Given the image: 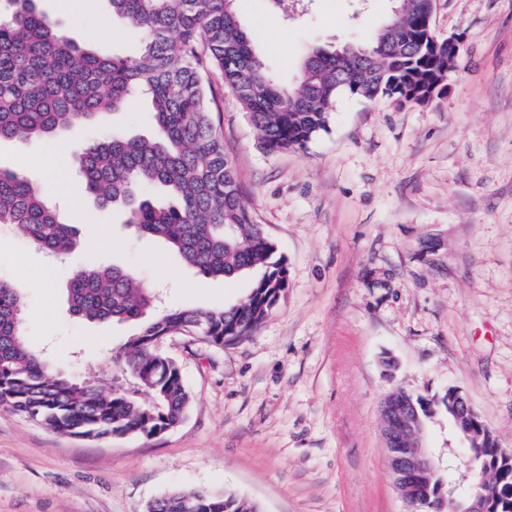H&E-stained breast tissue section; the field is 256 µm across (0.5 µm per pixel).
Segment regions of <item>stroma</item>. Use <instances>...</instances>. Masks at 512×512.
I'll return each instance as SVG.
<instances>
[{
    "label": "stroma",
    "instance_id": "obj_1",
    "mask_svg": "<svg viewBox=\"0 0 512 512\" xmlns=\"http://www.w3.org/2000/svg\"><path fill=\"white\" fill-rule=\"evenodd\" d=\"M61 29L98 52L137 55L138 31L108 0L65 12ZM391 0H300L275 21L269 0H238L239 18L269 68L294 78L305 54L369 42ZM432 26L462 53L446 92L425 104L341 96L327 131L303 151L267 153L234 93L214 82L215 116L255 223L286 259L288 286L248 336L221 346L175 332L174 358L192 402L150 438L86 440L0 408V512H146L181 489L232 492L260 512H406L388 471L379 406L396 387L425 398L462 389L512 450V0H434ZM154 133L141 97L65 136L68 153L102 127ZM50 143L0 141V168L42 184L81 247L52 258L0 224V276L25 297V329L56 368L103 389L138 384L115 360L132 323L92 324L66 302L70 273L120 265L159 288L166 309L220 308L250 279H208L119 210L102 209L73 162L47 166ZM449 480L469 481L445 413L427 425Z\"/></svg>",
    "mask_w": 512,
    "mask_h": 512
}]
</instances>
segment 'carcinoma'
Here are the masks:
<instances>
[{
    "label": "carcinoma",
    "instance_id": "1",
    "mask_svg": "<svg viewBox=\"0 0 512 512\" xmlns=\"http://www.w3.org/2000/svg\"><path fill=\"white\" fill-rule=\"evenodd\" d=\"M236 0H109L112 14L139 31L135 57L85 48L78 34L59 29L38 0H0V139L49 140L62 131L101 121L138 95L149 98L157 135L110 131L76 157L89 194L105 209L123 210L125 224L162 241L204 278L252 276L250 292L221 309H157V297L120 267L75 269L67 285L69 312L95 323L137 322L115 359L149 395L139 400L114 388L50 367L23 328L24 298L0 279V407L62 434L87 439L152 436L179 424L190 393L177 362L155 339L174 331L217 345L247 335L287 287V269L275 244L253 220L235 169L215 125L211 85L239 89L238 100L263 148L303 150L327 130L342 94L399 104L428 102L436 76H448V54L426 56L424 17L429 0H396L391 16L365 47L311 50L292 83L268 69L241 24ZM0 224H13L50 256L79 245L76 228L41 186L0 169ZM421 421L437 401L413 399ZM191 512H258L236 496L185 493Z\"/></svg>",
    "mask_w": 512,
    "mask_h": 512
}]
</instances>
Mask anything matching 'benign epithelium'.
Segmentation results:
<instances>
[{
  "label": "benign epithelium",
  "mask_w": 512,
  "mask_h": 512,
  "mask_svg": "<svg viewBox=\"0 0 512 512\" xmlns=\"http://www.w3.org/2000/svg\"><path fill=\"white\" fill-rule=\"evenodd\" d=\"M461 39L458 36L431 39L429 48L438 53L448 50V60L459 56ZM455 417L452 426L455 437L464 449L463 455L472 469L494 468L500 470L512 459V453L495 443L492 454L485 449L473 448L475 411L466 394L453 390L449 401ZM382 437L393 485L407 506V512H443L445 503H456L458 488L448 485L447 495L438 494L433 486L439 474L436 462L425 439L417 408L406 391L394 389L381 402ZM453 512H512V489L497 483L483 484L481 489L466 499L462 507Z\"/></svg>",
  "instance_id": "1"
}]
</instances>
